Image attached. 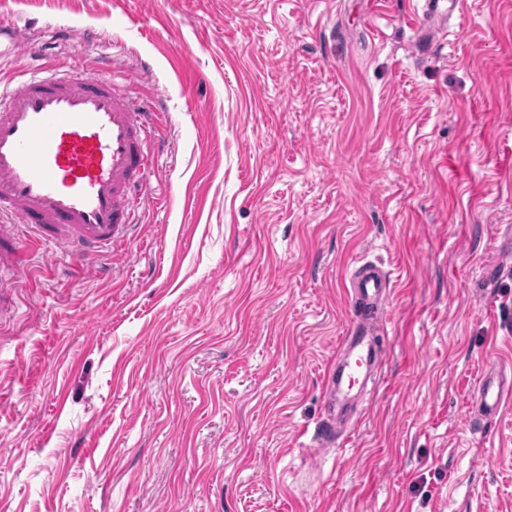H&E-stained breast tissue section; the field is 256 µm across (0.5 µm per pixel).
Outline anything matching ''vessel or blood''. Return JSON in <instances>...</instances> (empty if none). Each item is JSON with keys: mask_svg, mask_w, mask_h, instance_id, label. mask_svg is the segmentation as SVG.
Masks as SVG:
<instances>
[{"mask_svg": "<svg viewBox=\"0 0 512 512\" xmlns=\"http://www.w3.org/2000/svg\"><path fill=\"white\" fill-rule=\"evenodd\" d=\"M157 118L94 59L51 64L23 74L17 88L0 90V313L11 305L4 271L19 270L23 244L65 249L74 267L89 272L116 245H131L130 204L136 188L150 182ZM349 283L360 314L339 342L341 376L326 384L343 394L357 385L368 397L380 374L373 339L387 330L390 282L380 266L366 262ZM489 370L471 396L472 413L485 419L512 400L506 367L495 362ZM348 434L326 420L316 439L337 448Z\"/></svg>", "mask_w": 512, "mask_h": 512, "instance_id": "obj_1", "label": "vessel or blood"}]
</instances>
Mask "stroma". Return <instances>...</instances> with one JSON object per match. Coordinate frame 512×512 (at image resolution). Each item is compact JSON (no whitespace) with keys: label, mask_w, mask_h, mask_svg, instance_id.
Masks as SVG:
<instances>
[{"label":"stroma","mask_w":512,"mask_h":512,"mask_svg":"<svg viewBox=\"0 0 512 512\" xmlns=\"http://www.w3.org/2000/svg\"><path fill=\"white\" fill-rule=\"evenodd\" d=\"M0 0L24 42L114 54L162 98L134 241L34 253L0 318V512H512V0ZM72 26L85 28L78 39ZM391 275L387 357L319 448L358 262ZM489 371L497 378L496 389L488 380ZM506 372L507 368L498 362L492 363L484 370L472 392L471 413L484 419L499 416L504 403L512 398V382L507 383ZM349 427H337L330 420H323L321 427L316 430L317 447H342L345 437L350 433Z\"/></svg>","instance_id":"obj_1"}]
</instances>
